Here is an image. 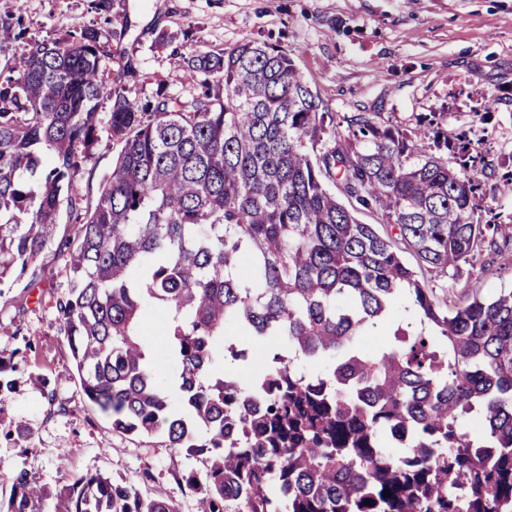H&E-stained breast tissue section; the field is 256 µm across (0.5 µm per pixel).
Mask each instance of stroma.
Here are the masks:
<instances>
[{
	"label": "stroma",
	"mask_w": 512,
	"mask_h": 512,
	"mask_svg": "<svg viewBox=\"0 0 512 512\" xmlns=\"http://www.w3.org/2000/svg\"><path fill=\"white\" fill-rule=\"evenodd\" d=\"M89 0H0V15L21 18L27 36L53 39L95 23L112 47L104 71L131 65L133 99L165 89L192 91L179 61L186 48L219 50L252 36L288 49L320 109L348 118L360 112L402 129L432 112L448 116L449 134L467 133L494 172L482 176L485 199H497L512 217V196L499 195L512 174V0H107L93 12ZM119 150L106 129L75 180L94 206L104 175ZM77 222L60 207L49 247L19 279L0 285V350L12 352L18 390L0 403V500L8 501L10 475L26 468L55 497L74 474H95L133 484L142 497L174 500L195 512L184 477L199 459L167 447L159 436L113 432L85 400L67 342L54 322L56 299L69 273L60 252ZM437 295L461 299L467 289L495 295L512 288V266L488 262L473 269L426 271ZM42 377L46 388L31 384ZM24 421L29 440L14 436Z\"/></svg>",
	"instance_id": "obj_1"
}]
</instances>
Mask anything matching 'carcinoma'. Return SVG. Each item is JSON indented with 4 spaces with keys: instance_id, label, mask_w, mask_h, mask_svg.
I'll use <instances>...</instances> for the list:
<instances>
[{
    "instance_id": "cac0c4a2",
    "label": "carcinoma",
    "mask_w": 512,
    "mask_h": 512,
    "mask_svg": "<svg viewBox=\"0 0 512 512\" xmlns=\"http://www.w3.org/2000/svg\"><path fill=\"white\" fill-rule=\"evenodd\" d=\"M106 55L93 25L27 40L0 17V282L44 252L61 201L84 212L54 321L88 402L202 457L185 476L196 512H512V289L443 305L418 276L512 265V223L482 205L492 161L443 114L341 129L288 50L256 39L181 55L216 81L144 102L130 68L104 76ZM105 97L120 151L86 209L73 177ZM150 309L167 314L175 397ZM10 481L5 512H40L46 488L24 468ZM60 496L65 512H179L100 474ZM144 332L150 341L155 360V370L159 373L160 381L166 383L170 376L176 379L177 366L170 359L166 336L164 335L163 317L160 311L151 310L148 312L144 325Z\"/></svg>"
}]
</instances>
